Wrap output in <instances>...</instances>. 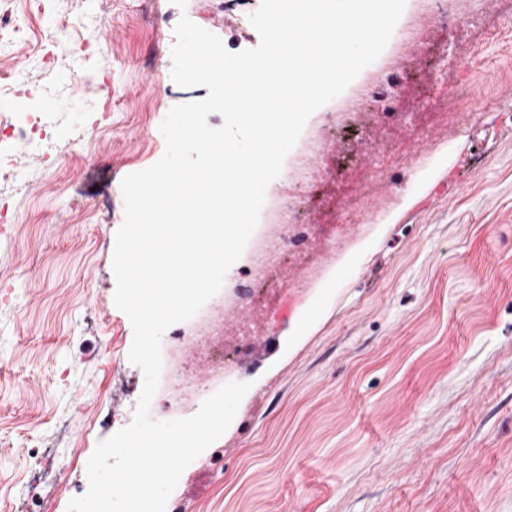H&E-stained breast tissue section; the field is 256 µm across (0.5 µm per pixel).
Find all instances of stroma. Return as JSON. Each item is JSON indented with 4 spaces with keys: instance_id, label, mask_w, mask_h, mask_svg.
<instances>
[{
    "instance_id": "1",
    "label": "stroma",
    "mask_w": 512,
    "mask_h": 512,
    "mask_svg": "<svg viewBox=\"0 0 512 512\" xmlns=\"http://www.w3.org/2000/svg\"><path fill=\"white\" fill-rule=\"evenodd\" d=\"M261 0H0V113L24 135L0 168V512H68L99 442L128 426L145 382L114 303L122 179L164 155L169 110L208 95L167 78L181 18L231 53L256 48ZM512 0H406L398 28L452 22L433 84L456 115L402 109L347 133L377 59L312 113L334 121L338 167L410 147L364 190L355 243L235 356L247 384L217 444L177 492L184 512H512ZM465 65H458V58ZM52 110H44V101ZM60 469L32 486L39 461Z\"/></svg>"
}]
</instances>
